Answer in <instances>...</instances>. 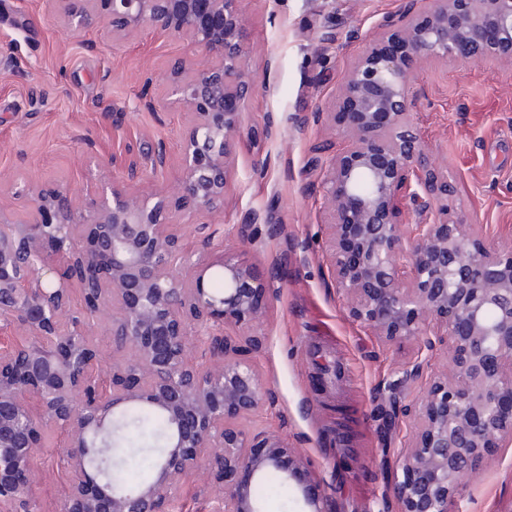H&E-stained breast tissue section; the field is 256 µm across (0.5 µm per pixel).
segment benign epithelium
Instances as JSON below:
<instances>
[{
  "label": "benign epithelium",
  "instance_id": "1",
  "mask_svg": "<svg viewBox=\"0 0 512 512\" xmlns=\"http://www.w3.org/2000/svg\"><path fill=\"white\" fill-rule=\"evenodd\" d=\"M65 29L93 14L114 32L146 25L203 48L190 75L177 64L171 96L192 115L170 193L130 191L113 175L96 197L31 186L27 218L0 207V325L18 339L0 349V512H35L28 496L37 448L49 429L66 436L58 460L66 491L57 512H163L176 486L201 472L224 489V512H262L242 476L271 471L287 481L300 463L275 439L257 444L236 421L268 399L243 348L212 340L205 365L190 362L191 322L253 325L265 281L233 256L189 264L170 215L215 208L224 199L232 145L256 88L243 65L239 0H78ZM402 0L384 24L398 52L369 47L341 95L351 140L336 155L328 190L339 240L335 283L352 317L388 342L420 337L451 349L453 383L436 380L421 402L413 448L398 466L401 512H448L462 478L490 449L512 443V250L493 249L474 224L448 219L454 192L410 121L408 85L431 59H512V0ZM428 221L405 231L404 202ZM255 244L259 216L244 225ZM412 279L401 281V264ZM83 315L75 320L72 294ZM437 324L423 329L422 319ZM129 358L106 362L96 327ZM150 407L172 426L156 476L129 493L92 465L98 439L117 414Z\"/></svg>",
  "mask_w": 512,
  "mask_h": 512
}]
</instances>
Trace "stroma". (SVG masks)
Returning <instances> with one entry per match:
<instances>
[{
  "label": "stroma",
  "instance_id": "obj_1",
  "mask_svg": "<svg viewBox=\"0 0 512 512\" xmlns=\"http://www.w3.org/2000/svg\"><path fill=\"white\" fill-rule=\"evenodd\" d=\"M401 0H240L245 66L257 78L245 107L222 204L181 211L171 221L186 252L228 253L260 278H279L264 298L259 324L195 326L190 356L209 357L212 337L245 346L270 398L238 426L255 442L273 438L301 457L303 469L264 512H306L305 496L331 512H398L391 473L412 447L430 382L449 370L448 348L420 339L389 342L351 317L350 298L334 282V215L327 200L331 165L347 145L336 121L351 65L381 44L382 23ZM62 0H0V206L21 210L12 183L30 180L92 194L101 166L126 186L165 191L181 166L191 121L167 105L175 64L193 72L206 53L149 25L111 32L101 19L66 34ZM411 122L455 192L451 217L481 227L495 248H512V60L494 64L421 63L410 83ZM167 168L153 170L157 146ZM135 159L137 175L123 166ZM283 226L250 244V213ZM422 363L419 377L405 370ZM398 386L389 393L387 383ZM58 438L48 437L30 487L38 512H57L65 486ZM201 478L180 483L167 512H222ZM450 512H512V447L494 449L460 486Z\"/></svg>",
  "mask_w": 512,
  "mask_h": 512
}]
</instances>
